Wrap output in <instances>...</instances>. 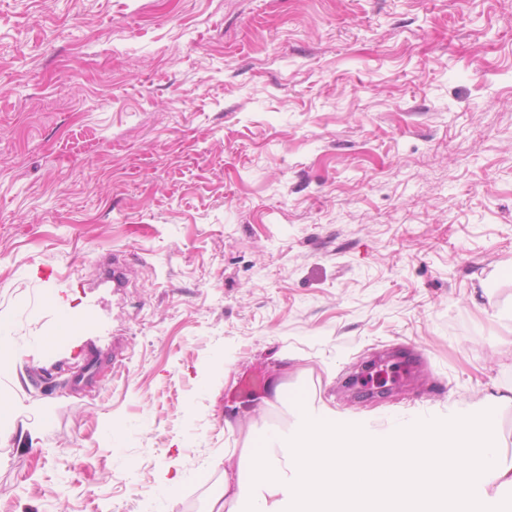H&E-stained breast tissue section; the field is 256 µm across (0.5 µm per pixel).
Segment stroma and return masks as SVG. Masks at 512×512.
<instances>
[{"label": "stroma", "instance_id": "35a3bbf8", "mask_svg": "<svg viewBox=\"0 0 512 512\" xmlns=\"http://www.w3.org/2000/svg\"><path fill=\"white\" fill-rule=\"evenodd\" d=\"M0 327V512H209L225 449L292 419L253 372L361 419L482 412L512 0H0ZM382 369L391 397L349 388Z\"/></svg>", "mask_w": 512, "mask_h": 512}]
</instances>
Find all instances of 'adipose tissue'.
Masks as SVG:
<instances>
[{"label":"adipose tissue","mask_w":512,"mask_h":512,"mask_svg":"<svg viewBox=\"0 0 512 512\" xmlns=\"http://www.w3.org/2000/svg\"><path fill=\"white\" fill-rule=\"evenodd\" d=\"M292 421L248 439L244 456L224 453L214 508L241 499L250 512H499L492 480L512 486L489 414L460 411L447 421H392L385 433L340 426L335 411L289 399Z\"/></svg>","instance_id":"ef3b65f1"}]
</instances>
